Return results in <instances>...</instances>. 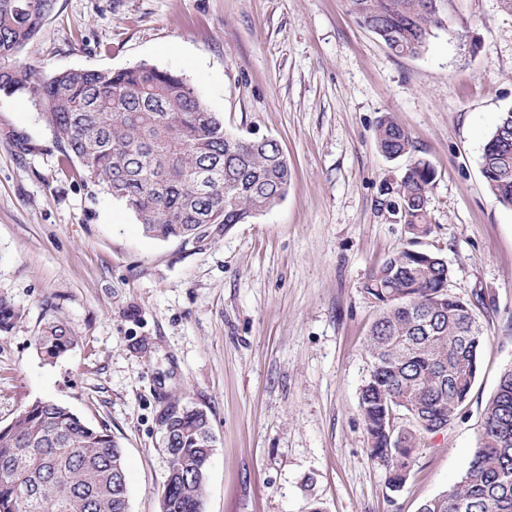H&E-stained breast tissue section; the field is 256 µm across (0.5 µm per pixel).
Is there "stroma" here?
Listing matches in <instances>:
<instances>
[{
    "instance_id": "35a3bbf8",
    "label": "stroma",
    "mask_w": 512,
    "mask_h": 512,
    "mask_svg": "<svg viewBox=\"0 0 512 512\" xmlns=\"http://www.w3.org/2000/svg\"><path fill=\"white\" fill-rule=\"evenodd\" d=\"M424 53L399 56L348 0H57L20 58L46 73L140 62L182 73L227 132L275 139L285 199L201 245L146 235L126 205L66 172L50 129L0 94V426L50 400L125 450L130 512H160L170 397L216 437L205 512H419L465 473L487 401L512 367V209L495 203L483 148L512 110V9L441 0ZM390 115L412 150L377 147ZM429 161L431 230L383 203ZM406 248L442 257L449 294L486 330L467 402L426 436L391 491L359 416L378 305L364 283ZM54 317L77 345L41 355Z\"/></svg>"
}]
</instances>
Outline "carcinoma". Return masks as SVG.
Segmentation results:
<instances>
[{"mask_svg": "<svg viewBox=\"0 0 512 512\" xmlns=\"http://www.w3.org/2000/svg\"><path fill=\"white\" fill-rule=\"evenodd\" d=\"M440 0H349L361 24L398 55L422 53L443 26ZM56 0H0V92L38 105L62 162L130 209L144 232L163 241L202 240L211 224L228 229L271 211L288 193L290 165L271 139L250 146L224 130L184 75L139 63L118 70L48 74L17 64ZM389 158L410 152L392 117L376 129ZM481 168L497 203L512 208V110L486 142ZM436 173L416 160L389 205L415 237L429 233V193ZM448 264L405 248L388 258L364 291L380 307L366 338L371 359L361 389V417L371 457L388 485L406 483L426 435L445 430L467 401L485 331L474 305L447 292ZM77 336L44 324L36 345L54 359ZM164 436L170 466L162 512H201L207 465L216 450L209 416L171 403ZM123 449L107 429L68 408L36 400L0 427V512H128ZM420 512H512V370L504 372L484 412L480 443L461 479L425 501Z\"/></svg>", "mask_w": 512, "mask_h": 512, "instance_id": "cac0c4a2", "label": "carcinoma"}]
</instances>
